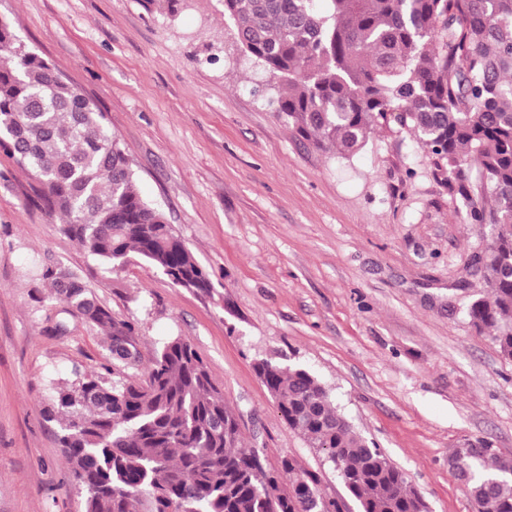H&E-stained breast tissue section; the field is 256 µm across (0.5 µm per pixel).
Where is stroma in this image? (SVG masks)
<instances>
[{"mask_svg": "<svg viewBox=\"0 0 512 512\" xmlns=\"http://www.w3.org/2000/svg\"><path fill=\"white\" fill-rule=\"evenodd\" d=\"M0 19L106 114L144 199L212 275L180 288L138 256L110 269L33 203L37 185L0 153V512H81L42 410L74 373L111 365L106 335L69 315L34 264L78 274L134 322L144 374L171 337L208 362L267 469L283 458L346 490L291 431L254 365L307 370L338 413L404 471L427 512H474L448 465L456 448L512 458V362L467 315L466 268L491 236L415 138L390 126L350 157L279 118L277 91L235 37L223 0H0Z\"/></svg>", "mask_w": 512, "mask_h": 512, "instance_id": "obj_1", "label": "stroma"}]
</instances>
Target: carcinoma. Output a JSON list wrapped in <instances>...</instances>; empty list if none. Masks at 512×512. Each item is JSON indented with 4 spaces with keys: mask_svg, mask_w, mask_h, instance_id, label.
Listing matches in <instances>:
<instances>
[{
    "mask_svg": "<svg viewBox=\"0 0 512 512\" xmlns=\"http://www.w3.org/2000/svg\"><path fill=\"white\" fill-rule=\"evenodd\" d=\"M224 0L245 53L277 84L278 115L320 148L350 157L375 131L396 124L446 174L448 188L492 229L472 324L512 361V0ZM0 152L27 168L40 200L66 217L62 231L111 268L134 253L180 287L207 291L210 274L145 201L136 173L104 113L44 59L16 44L0 20ZM66 312L107 336L129 366L135 335L75 273L40 269ZM294 433L328 461L359 512H425L405 474L332 405L304 369L254 365ZM44 417L56 423L82 512H344L320 477L281 460L264 469L241 446L236 415L207 363L181 337L155 354L144 377L74 373ZM448 460L473 499L512 512V459L486 446L456 448ZM309 494L293 491V482Z\"/></svg>",
    "mask_w": 512,
    "mask_h": 512,
    "instance_id": "cac0c4a2",
    "label": "carcinoma"
}]
</instances>
